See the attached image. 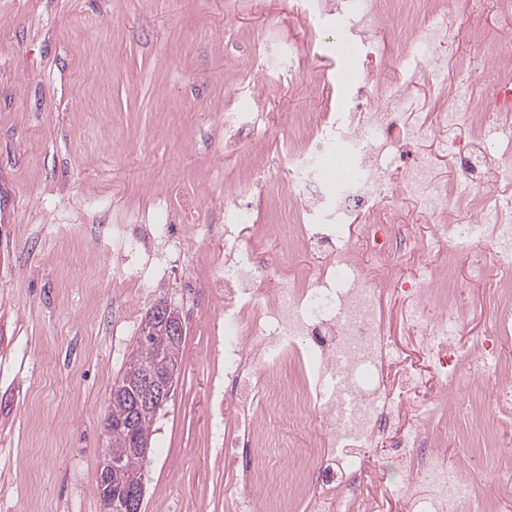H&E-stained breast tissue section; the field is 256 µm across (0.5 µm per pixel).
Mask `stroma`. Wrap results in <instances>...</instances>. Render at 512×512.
<instances>
[{"mask_svg":"<svg viewBox=\"0 0 512 512\" xmlns=\"http://www.w3.org/2000/svg\"><path fill=\"white\" fill-rule=\"evenodd\" d=\"M302 0H0V512H102L97 474L112 384L158 300L184 319L183 363L158 415L144 467V512L224 510V291L207 287L224 263V209L237 187L276 183L288 161V120L321 112L336 85V42ZM384 35L395 41L432 14L448 15L436 49L440 79L418 70L406 46L398 65L416 111L434 116L464 79L491 85L490 66L512 45V12L448 0H390ZM483 29L484 44L467 33ZM255 112L256 137L224 116ZM427 156L440 189L457 182L438 144ZM164 211L169 234L153 231ZM184 242L171 249L169 240ZM497 291L471 286L458 343L474 345ZM384 322L408 363L438 391L402 303ZM450 467L480 460L486 478L512 469L508 437L449 439ZM401 469L367 458L359 492L380 512H406Z\"/></svg>","mask_w":512,"mask_h":512,"instance_id":"stroma-1","label":"stroma"}]
</instances>
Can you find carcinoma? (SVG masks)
Wrapping results in <instances>:
<instances>
[{
  "label": "carcinoma",
  "instance_id": "obj_1",
  "mask_svg": "<svg viewBox=\"0 0 512 512\" xmlns=\"http://www.w3.org/2000/svg\"><path fill=\"white\" fill-rule=\"evenodd\" d=\"M169 355L182 361V343L174 342L168 334L156 331L142 332L137 348L133 351L127 367H151L162 357ZM131 384L125 376H120L112 385L108 413L105 422L108 445L113 448H123L125 453L121 469L112 474L111 483L104 490L112 496V508H107V498L101 497L103 512H122L123 498L127 487L138 484L144 476L145 457L141 452L131 447L136 441L140 444H151L152 425L156 413L151 410H134L129 401L128 391Z\"/></svg>",
  "mask_w": 512,
  "mask_h": 512
}]
</instances>
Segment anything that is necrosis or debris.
I'll use <instances>...</instances> for the list:
<instances>
[{
	"label": "necrosis or debris",
	"mask_w": 512,
	"mask_h": 512,
	"mask_svg": "<svg viewBox=\"0 0 512 512\" xmlns=\"http://www.w3.org/2000/svg\"><path fill=\"white\" fill-rule=\"evenodd\" d=\"M498 80L488 92L461 86L432 125H403L396 117L414 102L398 68L377 69L365 54L350 88L349 112L293 115L289 127L288 184L272 185L253 203L247 190L231 206L224 227V500L228 512H291L303 485L313 487L310 512H379L374 498L351 495L366 449L388 439V452L405 473L399 492L408 512H512L498 487L449 469L440 446L459 421L479 430L512 431V162L490 154L497 137L512 136L503 119L512 111V49L494 58ZM471 129L454 164L471 192L473 218L492 266L471 263L467 243L448 221V194L426 160H402L401 143L434 136L450 146L459 125ZM344 155L348 176L327 184L317 166ZM407 195L434 223L427 234L390 223L385 203ZM275 211L276 225L256 223V206ZM360 213L365 223H351ZM275 233L285 252L322 250L317 267L270 275L257 243ZM419 257L416 286L400 289L407 329L443 386L461 369L483 384L486 402L464 405L444 418L446 400L421 402L420 370L405 363L380 315L396 257ZM474 276L492 277L501 301L473 348L459 351L455 336L469 310V290L457 278L462 262ZM255 448L279 456L291 448L314 463L292 482L259 468Z\"/></svg>",
	"instance_id": "obj_1"
}]
</instances>
